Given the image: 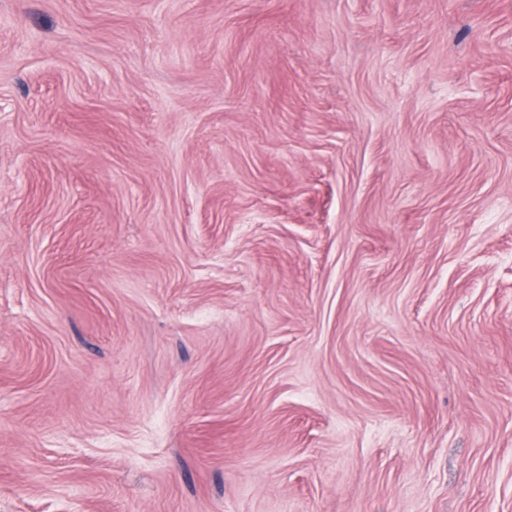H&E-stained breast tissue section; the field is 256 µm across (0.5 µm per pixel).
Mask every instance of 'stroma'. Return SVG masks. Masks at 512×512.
I'll return each mask as SVG.
<instances>
[{
    "label": "stroma",
    "instance_id": "obj_1",
    "mask_svg": "<svg viewBox=\"0 0 512 512\" xmlns=\"http://www.w3.org/2000/svg\"><path fill=\"white\" fill-rule=\"evenodd\" d=\"M0 512H512V0H0Z\"/></svg>",
    "mask_w": 512,
    "mask_h": 512
}]
</instances>
